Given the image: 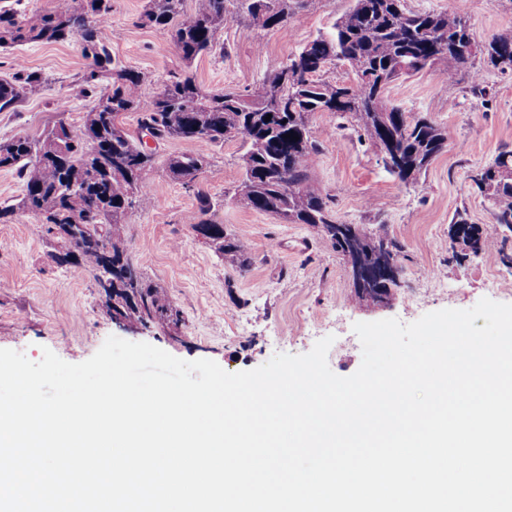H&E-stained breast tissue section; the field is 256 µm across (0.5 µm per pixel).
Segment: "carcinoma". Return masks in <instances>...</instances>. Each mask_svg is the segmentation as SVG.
I'll return each instance as SVG.
<instances>
[{
	"mask_svg": "<svg viewBox=\"0 0 512 512\" xmlns=\"http://www.w3.org/2000/svg\"><path fill=\"white\" fill-rule=\"evenodd\" d=\"M75 0H55L52 10L28 16L10 4L0 7V47L26 43H60L78 38L92 59L85 74L84 96L93 97L83 128L65 137L56 122L41 139L19 136L0 142V168L14 169L22 180L17 203L0 207V221L18 210L40 218L56 243V253L75 254L71 267L101 275L133 268L120 229L126 211L144 209L152 202L143 172L154 154L145 152L141 140L130 135L119 118L140 111L139 125L153 123L166 139L206 140L220 144L241 141L242 176L234 196L243 205L271 213L286 224H338L329 197L312 185L311 167L319 140L310 117L331 112L352 118L378 144L391 162L385 168L402 183H414L446 147L445 131L426 117L408 118L401 108L387 102L388 86L397 79L433 70L453 83L459 72H469L478 87L476 58L496 66L495 58L512 61V30L500 31L471 51L470 26L460 10H412L407 0H352L329 31L316 36L299 53L271 70L256 91L206 93L188 68L201 55L219 45L224 28L252 21L265 29L282 25L302 6L300 0H195L190 10L183 0H147L141 24L167 34L185 67L173 76L148 104L141 103L140 73L112 66V56L102 37L103 23L112 11V0H88L80 12ZM342 64L353 75L349 83L321 78L327 68ZM298 75L282 83L285 72ZM39 73L16 69L0 77V112H10L27 96L40 91ZM270 120H265L266 116ZM298 136L294 140L288 134ZM207 165L199 154H179L167 159L170 175L194 186ZM481 193L491 189L495 223L476 229L472 248L482 250L491 232L512 234V151H501L474 177ZM197 207L188 218L191 228L203 230L215 253L246 268L250 247L209 218L212 199L196 192ZM343 255L378 264L383 244L397 251V244L370 235L354 225L344 241L327 236ZM106 293L109 311L130 323H178V312L162 297L159 288L140 274L123 280Z\"/></svg>",
	"mask_w": 512,
	"mask_h": 512,
	"instance_id": "carcinoma-1",
	"label": "carcinoma"
}]
</instances>
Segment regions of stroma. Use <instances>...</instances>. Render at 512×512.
<instances>
[{
    "mask_svg": "<svg viewBox=\"0 0 512 512\" xmlns=\"http://www.w3.org/2000/svg\"><path fill=\"white\" fill-rule=\"evenodd\" d=\"M145 4L112 0L106 38L114 66L142 75L141 100L147 103L181 62L169 36L140 25ZM407 4L421 11L462 9L480 45L512 29V0ZM350 5L351 0H310L275 29L250 22L224 28L222 48L197 59L191 72L207 92H253L268 71L328 30ZM18 62L41 73L45 84L15 111L0 112V141L40 136L61 118L81 128L91 100L81 93L90 61L80 39L0 48L1 76ZM481 71L479 94L465 71L452 85L424 71L389 86V102L430 118L448 134L446 148L409 186L386 171L380 150L353 119L329 112L311 119L320 132L313 184L331 198L336 219L399 245V285L386 305L353 300L344 256L317 229L283 223L233 199L241 177L240 140L216 145L169 139L157 146L155 162L143 174L154 204L130 210L122 234L135 266L179 311L180 325L134 331L112 322L94 274L58 265L39 218L20 211L0 223V348L35 362L47 348L66 362L80 363L116 336L187 361L209 359L235 373L278 353H307L330 336L328 365L346 377L362 361L355 323L395 318L410 324L437 310L472 308L485 297L512 304V266L503 261L512 254V239L488 235L479 254L465 256L449 236L459 212L473 224L493 223L494 207L472 177L501 150H512V73L487 65ZM182 153L208 161L192 189L166 168L168 157ZM199 190L213 201L212 219L249 244V267L224 261L191 229L188 217Z\"/></svg>",
    "mask_w": 512,
    "mask_h": 512,
    "instance_id": "stroma-1",
    "label": "stroma"
}]
</instances>
